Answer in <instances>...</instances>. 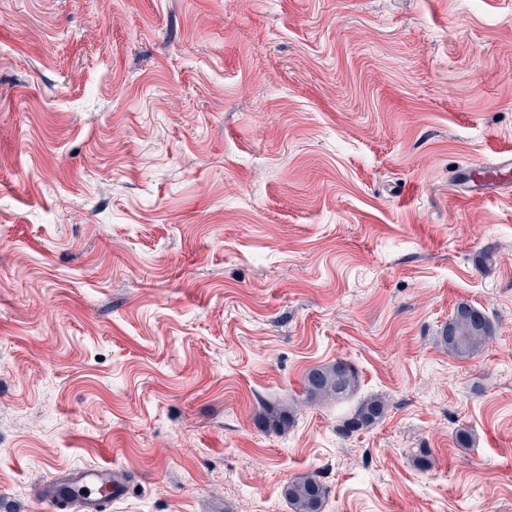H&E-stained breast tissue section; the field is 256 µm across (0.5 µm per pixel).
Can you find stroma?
<instances>
[{
    "label": "stroma",
    "mask_w": 512,
    "mask_h": 512,
    "mask_svg": "<svg viewBox=\"0 0 512 512\" xmlns=\"http://www.w3.org/2000/svg\"><path fill=\"white\" fill-rule=\"evenodd\" d=\"M507 153L512 0H0V512L108 463L109 512H512ZM483 174V179L474 181L471 178L473 169L466 173L468 181L472 182L474 188V196L493 197L498 194L499 184L502 182L503 175L507 173V169L512 167V158L503 156L493 165H478ZM492 334L491 322L481 310L460 303L442 328L439 341L452 354L467 357L478 351ZM358 375L354 365L346 358L313 367L304 379L308 399L339 401L348 397L357 387ZM385 414V404L381 398L373 397L362 401L355 413L344 422L346 432L368 428L380 421ZM290 412L287 410H272L263 407L257 417V423L267 431H280L290 423ZM327 493L316 471L300 474L283 487V496L293 512H322Z\"/></svg>",
    "instance_id": "obj_1"
}]
</instances>
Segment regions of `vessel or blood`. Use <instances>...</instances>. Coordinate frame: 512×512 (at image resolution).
Segmentation results:
<instances>
[{
    "label": "vessel or blood",
    "mask_w": 512,
    "mask_h": 512,
    "mask_svg": "<svg viewBox=\"0 0 512 512\" xmlns=\"http://www.w3.org/2000/svg\"><path fill=\"white\" fill-rule=\"evenodd\" d=\"M512 167V158L501 157L492 165L482 166V179L474 181L476 195L495 196L502 177ZM130 488L122 469L102 465L68 472L41 494L51 512H106L112 499L123 496Z\"/></svg>",
    "instance_id": "obj_1"
}]
</instances>
